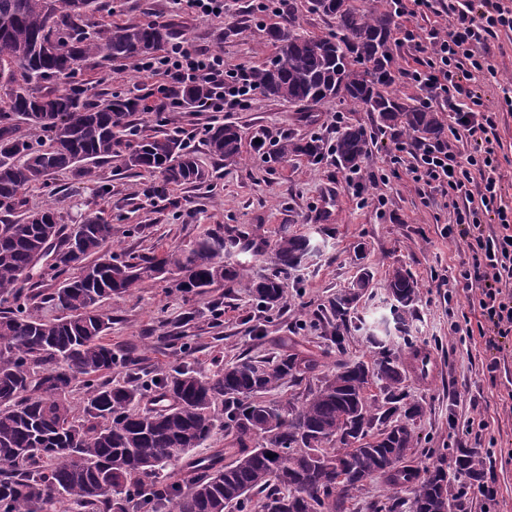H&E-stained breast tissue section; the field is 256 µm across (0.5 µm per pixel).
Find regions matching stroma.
<instances>
[{"mask_svg": "<svg viewBox=\"0 0 512 512\" xmlns=\"http://www.w3.org/2000/svg\"><path fill=\"white\" fill-rule=\"evenodd\" d=\"M103 9L93 18L96 28L111 20L171 25L174 40L192 48L217 50L227 67H253L269 61L275 48L268 28L294 22L309 35L335 31L334 19L309 10L307 0H294V15L268 16L256 26L250 0H226L224 17L205 21L187 11L174 10L170 0H102ZM496 74L488 78L482 97L485 109L499 113L503 184L512 196V110L503 103L504 88L512 86V35L489 45ZM72 84L92 99L114 95L145 98L155 92L157 78L133 65H98L87 62L75 73ZM347 123L358 124L375 139L360 174L384 168L387 149L394 139L378 129L373 113L346 101L328 99L304 107L256 94L249 108L237 112H203L182 108L169 112L168 126L183 132L192 144H200L212 123L236 126L241 133V160L215 162L210 184L168 187L163 194L150 193L148 178L126 171L121 158L100 165L92 179L78 180L61 171L24 193L26 208L36 211L46 203L59 204L61 221L81 223L90 213L112 226L117 253L149 254L170 246H187L208 231L231 225L251 236L274 243L281 230L294 234L318 233L324 241L321 254L287 275L288 296L272 311L259 312L248 292L225 295L215 289L205 296L185 295L163 280L144 283L133 294L112 297L103 309L112 316L106 337L113 349L135 357L146 374L187 366L212 373L216 363H232L244 356L265 359L286 354L291 328L350 285L359 266L371 279L357 314L370 322L388 314L386 283L393 267L408 269L419 283L417 318L411 331L437 359L438 370L430 383L407 377L404 389L424 407L416 431L425 448L448 444L496 443L497 457L488 481L498 491L497 503L485 506L474 499L470 512H512V353H505L496 372H488L493 356L480 337L460 341L451 331L463 319L478 321L465 292L441 287L440 279H453L471 255L462 239H446L440 230L450 212L437 192H422L406 171L389 174L387 183L367 186L357 193L346 181L348 172L334 155L324 154L318 164L307 158H266L254 152L252 138L267 131L276 140L321 139L335 143L336 113ZM385 206H378V195ZM221 301L220 316L210 307ZM486 424L482 435L468 433L469 420Z\"/></svg>", "mask_w": 512, "mask_h": 512, "instance_id": "35a3bbf8", "label": "stroma"}]
</instances>
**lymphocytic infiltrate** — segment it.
Masks as SVG:
<instances>
[{
    "label": "lymphocytic infiltrate",
    "mask_w": 512,
    "mask_h": 512,
    "mask_svg": "<svg viewBox=\"0 0 512 512\" xmlns=\"http://www.w3.org/2000/svg\"><path fill=\"white\" fill-rule=\"evenodd\" d=\"M441 0H390L404 23L396 42L417 54L403 76L423 107H447L452 140L396 144L386 160L405 169L412 181L447 198L454 220L441 234L461 238L471 260L463 264L455 287L477 303L484 321L478 334L489 349L512 348V204L503 195L497 149L501 144L496 115L483 107L478 78L494 67L483 49L500 33L512 32V0H455L446 24L417 26L416 18L439 15ZM136 68L161 79L152 111L180 107L181 85L200 81L209 94V112L244 109L256 91L247 70L228 68L224 57L176 42L162 53L138 60ZM465 150H457V143Z\"/></svg>",
    "instance_id": "1"
}]
</instances>
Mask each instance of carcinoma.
Segmentation results:
<instances>
[{"mask_svg": "<svg viewBox=\"0 0 512 512\" xmlns=\"http://www.w3.org/2000/svg\"><path fill=\"white\" fill-rule=\"evenodd\" d=\"M315 13L336 20L323 36L274 27V58L249 70L267 97L293 104L340 98L376 113L383 129L412 140L444 133L438 113L401 102L386 92L395 82L389 9L361 10L355 0H308ZM100 0H0V512H347L348 503L376 477L406 499L384 496L370 512H470L467 490L486 482L481 448H433L436 462L421 467L414 455V424L424 407L409 402L403 383L420 345L408 321L418 282L401 268L388 275L389 313L403 333L396 346L387 328L355 316L370 273L363 269L293 328L329 344L320 353L291 349L272 360L242 357L210 376L187 367L149 376L105 343L112 317L102 303L152 280H168L182 293L246 289L267 311L282 303L281 275L319 253L318 242L284 230L271 246L274 272L259 281L232 259L262 247L248 233L225 226L187 247L150 255L110 250L112 225L97 215L76 227L59 222L58 210H23V190L68 170L90 178L93 166L123 156L125 168L159 177L152 186L210 181L198 153L233 164L239 130L217 124L205 130L203 150L181 131L142 136L139 100L91 102L84 92L51 88L83 62L132 63L162 51L172 36L162 21L116 24L92 35L86 20ZM206 90H182L188 105ZM25 126L29 135L16 133ZM370 136L349 125L339 133L336 163L361 168ZM321 160L316 142L283 140L274 157ZM62 278L47 293L45 276ZM364 335L368 360H345L346 342ZM336 349V369L317 378L296 406L264 399L286 383L315 376ZM120 366L130 381L100 383ZM82 380L83 404L71 400ZM232 437V448L192 457L212 434ZM235 460L224 464V454Z\"/></svg>", "mask_w": 512, "mask_h": 512, "instance_id": "obj_1", "label": "carcinoma"}]
</instances>
